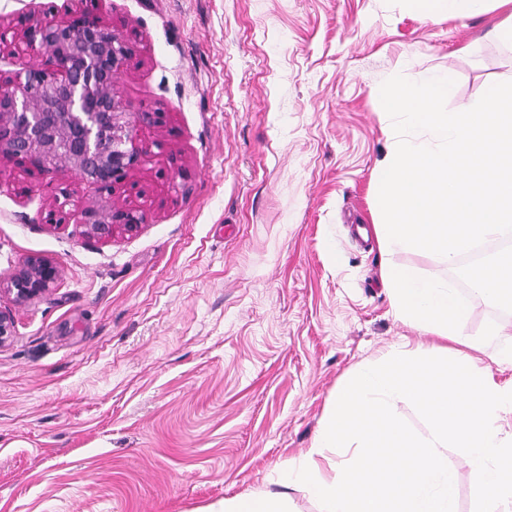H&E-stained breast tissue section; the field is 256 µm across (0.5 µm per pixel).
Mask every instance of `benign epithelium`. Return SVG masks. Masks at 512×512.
Returning <instances> with one entry per match:
<instances>
[{
  "label": "benign epithelium",
  "mask_w": 512,
  "mask_h": 512,
  "mask_svg": "<svg viewBox=\"0 0 512 512\" xmlns=\"http://www.w3.org/2000/svg\"><path fill=\"white\" fill-rule=\"evenodd\" d=\"M26 49L46 55L43 66L0 72V159L42 176L73 171L99 192L125 183L145 161L139 131L157 123L155 112H131L115 90V78L134 46L108 24L67 6L55 15L0 23V62L13 63ZM82 237L106 241L116 228L137 229L132 208L84 202ZM51 259L32 255L0 297L24 305L46 295L61 279ZM10 310L0 308V345L13 336Z\"/></svg>",
  "instance_id": "obj_1"
}]
</instances>
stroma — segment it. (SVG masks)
I'll return each mask as SVG.
<instances>
[{"mask_svg":"<svg viewBox=\"0 0 512 512\" xmlns=\"http://www.w3.org/2000/svg\"><path fill=\"white\" fill-rule=\"evenodd\" d=\"M135 46L116 88L156 112L149 158L110 202L132 232L81 237L74 172L0 161V281L63 270L11 306L0 345V512H220L269 492L320 512L286 472L361 362L425 337L395 318L387 266L453 281L431 252H381L375 170L394 133L377 88L456 79L461 112L512 81L500 12L423 18L414 0H82ZM63 211L60 224L49 211ZM512 335L467 297L461 323ZM62 269L51 259L32 255L6 283L0 282V297L7 296L15 305H24L46 295L61 279Z\"/></svg>","mask_w":512,"mask_h":512,"instance_id":"1","label":"stroma"}]
</instances>
